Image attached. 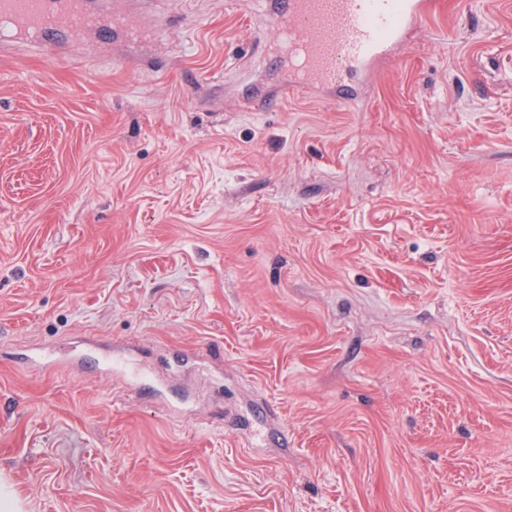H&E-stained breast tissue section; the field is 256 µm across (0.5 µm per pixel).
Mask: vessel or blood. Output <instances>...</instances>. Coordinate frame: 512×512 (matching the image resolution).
<instances>
[{
  "label": "vessel or blood",
  "mask_w": 512,
  "mask_h": 512,
  "mask_svg": "<svg viewBox=\"0 0 512 512\" xmlns=\"http://www.w3.org/2000/svg\"><path fill=\"white\" fill-rule=\"evenodd\" d=\"M429 7V0H280L268 14L276 40L294 52L291 85L329 92L346 75L387 58ZM0 21L9 26L1 44L24 36L42 40L60 29L76 36L102 26L129 43L146 34L124 9L101 13L89 0H0Z\"/></svg>",
  "instance_id": "1"
}]
</instances>
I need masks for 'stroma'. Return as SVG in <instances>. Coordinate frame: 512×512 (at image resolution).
I'll list each match as a JSON object with an SVG mask.
<instances>
[{
	"instance_id": "obj_1",
	"label": "stroma",
	"mask_w": 512,
	"mask_h": 512,
	"mask_svg": "<svg viewBox=\"0 0 512 512\" xmlns=\"http://www.w3.org/2000/svg\"><path fill=\"white\" fill-rule=\"evenodd\" d=\"M359 99L262 0L0 45V472L30 512H512V0Z\"/></svg>"
}]
</instances>
